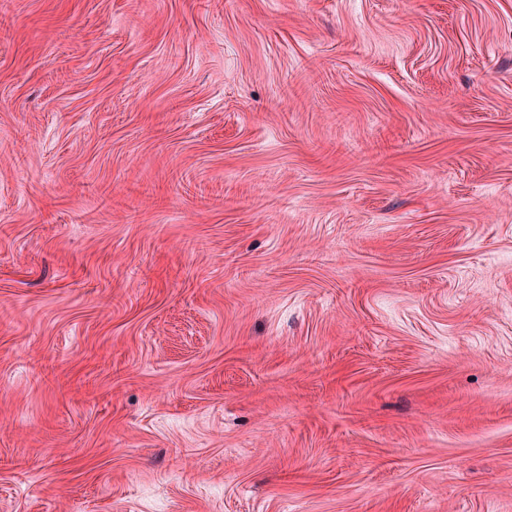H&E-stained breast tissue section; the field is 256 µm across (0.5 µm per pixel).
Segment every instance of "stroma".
Instances as JSON below:
<instances>
[{
	"mask_svg": "<svg viewBox=\"0 0 512 512\" xmlns=\"http://www.w3.org/2000/svg\"><path fill=\"white\" fill-rule=\"evenodd\" d=\"M0 512H512V0H0Z\"/></svg>",
	"mask_w": 512,
	"mask_h": 512,
	"instance_id": "stroma-1",
	"label": "stroma"
}]
</instances>
